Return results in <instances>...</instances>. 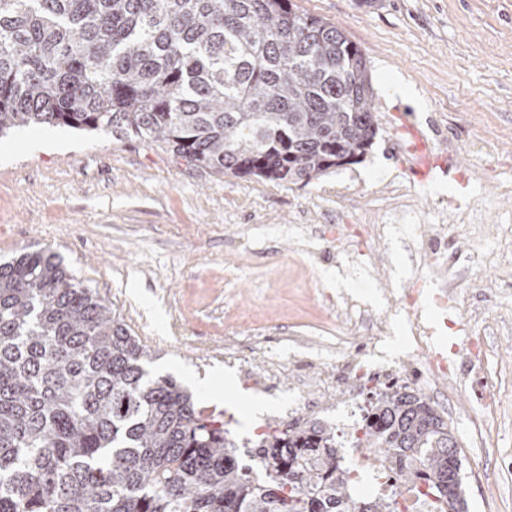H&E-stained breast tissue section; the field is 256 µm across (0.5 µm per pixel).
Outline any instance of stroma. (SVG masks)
Masks as SVG:
<instances>
[{
	"label": "stroma",
	"instance_id": "1",
	"mask_svg": "<svg viewBox=\"0 0 512 512\" xmlns=\"http://www.w3.org/2000/svg\"><path fill=\"white\" fill-rule=\"evenodd\" d=\"M341 27L364 52L378 131L361 160L311 180L278 183L187 166L136 137L48 127L0 137V260L48 250L114 309L148 350L149 369L192 393L204 414L228 421L243 464L252 428L235 395L256 396L224 362V339L249 329L270 351L285 336L336 333L329 296L358 295L386 309L390 350L404 354V322L390 291L411 287L404 226L371 262L341 270L297 252L298 237L326 247L331 224L384 221L403 194L432 224L478 221L452 244L458 311L483 336V383L462 376L446 418L461 450L467 512H512V471L473 484L489 456L512 458V0H293ZM427 174H419V167ZM420 304L435 347L464 360L465 332L450 330L435 299ZM499 404L495 436L474 447L470 424Z\"/></svg>",
	"mask_w": 512,
	"mask_h": 512
}]
</instances>
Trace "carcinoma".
I'll return each instance as SVG.
<instances>
[{
    "mask_svg": "<svg viewBox=\"0 0 512 512\" xmlns=\"http://www.w3.org/2000/svg\"><path fill=\"white\" fill-rule=\"evenodd\" d=\"M367 59L290 0H0V134L161 142L189 166L279 182L352 164L377 134ZM94 289L46 250L0 262V512L356 510L336 429L269 423L260 468ZM359 445L459 512V443L431 403H374Z\"/></svg>",
    "mask_w": 512,
    "mask_h": 512,
    "instance_id": "carcinoma-1",
    "label": "carcinoma"
}]
</instances>
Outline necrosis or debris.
<instances>
[{"instance_id": "necrosis-or-debris-1", "label": "necrosis or debris", "mask_w": 512, "mask_h": 512, "mask_svg": "<svg viewBox=\"0 0 512 512\" xmlns=\"http://www.w3.org/2000/svg\"><path fill=\"white\" fill-rule=\"evenodd\" d=\"M400 223L412 225L417 246L429 253V275L446 276L448 272V239L431 235L428 225L419 223L414 210L403 211ZM391 233L384 224H362L354 232L336 239L337 253H351L355 262H363L385 243ZM420 291L411 288L400 295L395 304L405 318L409 351L404 357L389 354L391 329L386 315L378 308L361 300L337 296L329 304L337 320L352 324L355 334L368 336L372 345L368 352L354 350V336L337 334L330 348L336 354V363L326 371L323 385L313 393L307 392L303 373H296L292 387L294 399L288 410L291 419H298L310 409L332 407L338 414L337 434L348 441L369 409L374 394L414 389L433 404L447 402L461 376L459 366L448 362L431 348L430 329L419 303ZM341 469L355 473H370L377 490L392 496L398 512H437L433 497L425 493L419 471L398 470L391 457L368 458L359 450L346 452L339 459Z\"/></svg>"}]
</instances>
